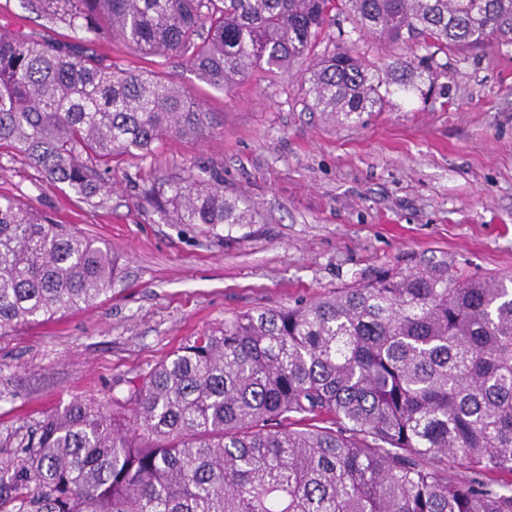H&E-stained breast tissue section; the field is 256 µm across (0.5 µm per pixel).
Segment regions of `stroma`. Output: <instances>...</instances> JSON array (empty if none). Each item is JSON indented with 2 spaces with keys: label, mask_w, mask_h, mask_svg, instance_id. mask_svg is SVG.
<instances>
[{
  "label": "stroma",
  "mask_w": 512,
  "mask_h": 512,
  "mask_svg": "<svg viewBox=\"0 0 512 512\" xmlns=\"http://www.w3.org/2000/svg\"><path fill=\"white\" fill-rule=\"evenodd\" d=\"M5 30L67 35L23 0H0ZM94 48L182 84L212 123L152 155L115 157L103 208L0 155V196L75 225L120 266L97 305L0 335V460L44 413L75 399L114 409L129 381L237 314L441 259L453 276L512 277V45L451 50L419 92L336 123L306 109L296 70L258 69L218 91L178 58L146 59L109 37ZM187 167L220 173L259 223L161 217L142 198L144 178Z\"/></svg>",
  "instance_id": "obj_1"
}]
</instances>
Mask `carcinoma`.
I'll use <instances>...</instances> for the list:
<instances>
[{
    "instance_id": "1",
    "label": "carcinoma",
    "mask_w": 512,
    "mask_h": 512,
    "mask_svg": "<svg viewBox=\"0 0 512 512\" xmlns=\"http://www.w3.org/2000/svg\"><path fill=\"white\" fill-rule=\"evenodd\" d=\"M79 42L179 56L215 89L297 64L331 121L417 89L466 45L512 44V0H27ZM351 20L331 30V12ZM401 46L383 74L348 46ZM424 45L427 54L413 55ZM209 113L151 71L0 32V150L107 205L115 155L196 136ZM146 180L177 224H257L201 170ZM117 262L97 239L0 198V335L94 306ZM125 412L81 399L0 462V512H512V287L441 260L187 338L129 381Z\"/></svg>"
}]
</instances>
